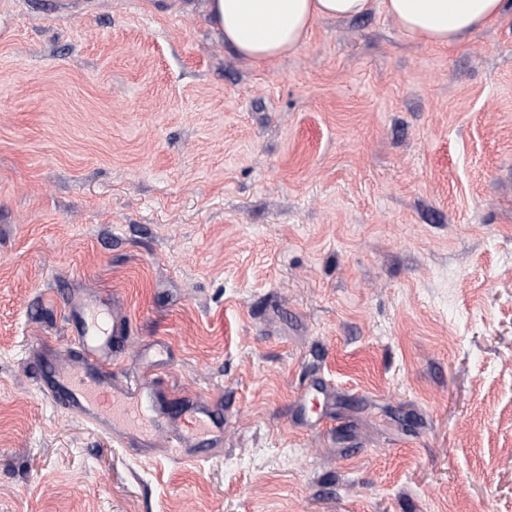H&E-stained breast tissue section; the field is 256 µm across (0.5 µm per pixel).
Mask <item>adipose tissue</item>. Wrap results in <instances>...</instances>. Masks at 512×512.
I'll use <instances>...</instances> for the list:
<instances>
[{
  "label": "adipose tissue",
  "mask_w": 512,
  "mask_h": 512,
  "mask_svg": "<svg viewBox=\"0 0 512 512\" xmlns=\"http://www.w3.org/2000/svg\"><path fill=\"white\" fill-rule=\"evenodd\" d=\"M381 6L409 37L451 46L499 20L512 0H210L225 44L256 63L303 44L316 21L361 16Z\"/></svg>",
  "instance_id": "obj_1"
}]
</instances>
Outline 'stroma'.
<instances>
[{"instance_id":"1","label":"stroma","mask_w":512,"mask_h":512,"mask_svg":"<svg viewBox=\"0 0 512 512\" xmlns=\"http://www.w3.org/2000/svg\"><path fill=\"white\" fill-rule=\"evenodd\" d=\"M208 2L0 0V512H512V13L256 65ZM91 295L117 369L156 337L221 394V452L139 459L39 391Z\"/></svg>"}]
</instances>
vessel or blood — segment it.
I'll list each match as a JSON object with an SVG mask.
<instances>
[{
    "instance_id": "vessel-or-blood-1",
    "label": "vessel or blood",
    "mask_w": 512,
    "mask_h": 512,
    "mask_svg": "<svg viewBox=\"0 0 512 512\" xmlns=\"http://www.w3.org/2000/svg\"><path fill=\"white\" fill-rule=\"evenodd\" d=\"M74 326L69 342L74 361L46 359L36 372L40 390L58 409L109 435L113 441L154 458L161 448L206 444L218 450L224 430L217 427L218 408L207 399L172 400L165 390L143 378L117 374L112 364L132 326L114 317L108 300L72 304ZM111 329H104V322Z\"/></svg>"
}]
</instances>
